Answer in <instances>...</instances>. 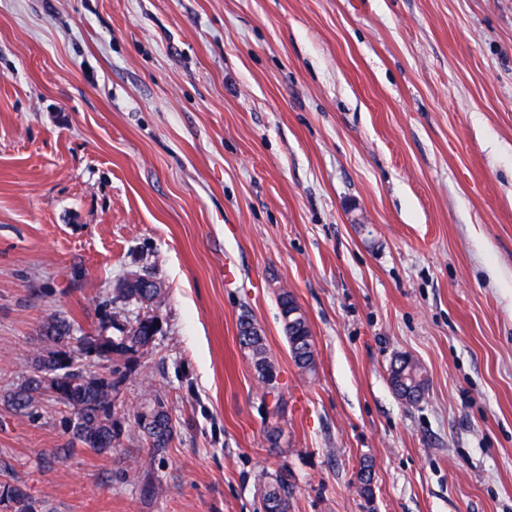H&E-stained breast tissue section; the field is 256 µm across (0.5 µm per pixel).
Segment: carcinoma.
Here are the masks:
<instances>
[{
  "instance_id": "1",
  "label": "carcinoma",
  "mask_w": 512,
  "mask_h": 512,
  "mask_svg": "<svg viewBox=\"0 0 512 512\" xmlns=\"http://www.w3.org/2000/svg\"><path fill=\"white\" fill-rule=\"evenodd\" d=\"M166 301V289L134 288L129 279L118 280L109 299L110 310L103 313L94 335L84 332L67 317L53 315L38 330L39 346L30 358L29 374L20 384L0 397L16 414L33 415L44 400H53L66 409L63 419L66 447L55 450L61 459L78 445L86 452L102 456L119 445L121 429L113 403L114 393L135 370L137 356L152 347L157 331L152 311ZM146 312H140V309ZM253 319H239V342L249 348L248 356L258 380L265 381L270 363L264 336L246 335ZM309 324L298 323L285 332L291 357L298 369L314 371ZM142 407L133 413L135 424L148 442L149 460L162 455L173 437L171 418L149 375H143ZM263 508L288 512V485L282 475L267 471L258 476ZM0 512H53L47 497L36 498L13 476L12 465L0 459Z\"/></svg>"
}]
</instances>
